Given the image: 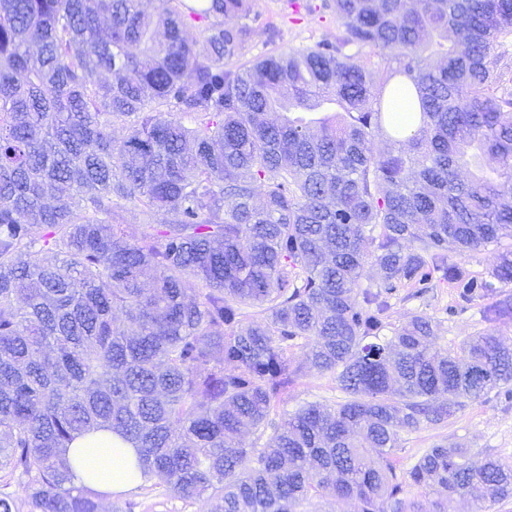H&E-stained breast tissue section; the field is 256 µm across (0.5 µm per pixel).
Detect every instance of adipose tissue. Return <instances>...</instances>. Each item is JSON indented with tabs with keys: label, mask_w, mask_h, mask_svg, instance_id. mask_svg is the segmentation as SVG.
I'll use <instances>...</instances> for the list:
<instances>
[{
	"label": "adipose tissue",
	"mask_w": 512,
	"mask_h": 512,
	"mask_svg": "<svg viewBox=\"0 0 512 512\" xmlns=\"http://www.w3.org/2000/svg\"><path fill=\"white\" fill-rule=\"evenodd\" d=\"M68 457L78 486L123 493L141 481L136 449L109 431L77 438Z\"/></svg>",
	"instance_id": "obj_1"
}]
</instances>
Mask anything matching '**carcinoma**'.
I'll return each instance as SVG.
<instances>
[{
	"mask_svg": "<svg viewBox=\"0 0 512 512\" xmlns=\"http://www.w3.org/2000/svg\"><path fill=\"white\" fill-rule=\"evenodd\" d=\"M288 7L341 31L248 65L250 0H0V471L31 490L0 512H102L68 459L99 429L214 512L512 497V466L468 448L402 477L392 458L512 385V343L490 328L450 350L423 314L385 334L389 295L435 280L512 319V0ZM301 343L346 399L277 422Z\"/></svg>",
	"mask_w": 512,
	"mask_h": 512,
	"instance_id": "carcinoma-1",
	"label": "carcinoma"
}]
</instances>
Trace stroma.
Instances as JSON below:
<instances>
[{"label": "stroma", "instance_id": "obj_1", "mask_svg": "<svg viewBox=\"0 0 512 512\" xmlns=\"http://www.w3.org/2000/svg\"><path fill=\"white\" fill-rule=\"evenodd\" d=\"M314 12L302 13L293 19L286 0H252V9L260 15L263 27L274 28L278 34L276 45L280 49L297 48L317 41L335 38L336 19L332 14L317 12L321 0H309ZM389 321L400 325L410 316L422 313L438 321L437 343L444 348H455L465 338L487 330L482 319V300L462 301L447 282H436L425 294L414 289H397L389 300ZM344 399L333 375L309 372L299 376L283 394L271 412L272 418L292 411L307 402L335 405ZM437 445L471 449L476 453H489L501 462L512 465V391L491 393L488 399L468 403L448 424L424 427L411 433H402L394 459L398 474L406 472L428 449ZM104 505L129 504L131 512H205L203 504H189L164 494L159 489H135L123 495H107Z\"/></svg>", "mask_w": 512, "mask_h": 512}]
</instances>
